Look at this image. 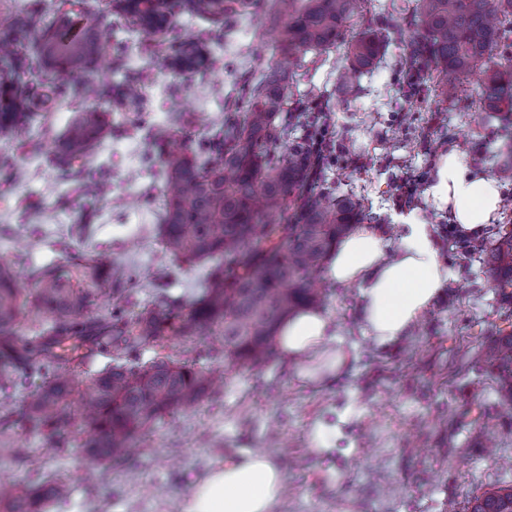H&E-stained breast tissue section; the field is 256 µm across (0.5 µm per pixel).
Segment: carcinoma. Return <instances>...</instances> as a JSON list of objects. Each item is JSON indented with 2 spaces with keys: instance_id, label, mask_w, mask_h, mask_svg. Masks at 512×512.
Segmentation results:
<instances>
[{
  "instance_id": "carcinoma-1",
  "label": "carcinoma",
  "mask_w": 512,
  "mask_h": 512,
  "mask_svg": "<svg viewBox=\"0 0 512 512\" xmlns=\"http://www.w3.org/2000/svg\"><path fill=\"white\" fill-rule=\"evenodd\" d=\"M146 9L117 0L151 34L170 22L174 8L203 18L230 14L224 0H148ZM255 13L266 8L282 18L272 56H301L345 44L349 67L336 87L342 96L357 88L352 76L370 68L389 42L403 38L404 76L415 85L421 75L439 85L436 111L457 95L448 81L475 74L477 95L486 112H512V59L488 65L492 52L512 32V0H414L408 35L394 29L382 34L364 28L346 38L345 22L360 0H240ZM53 24L36 30L21 17L11 37L0 40V58L17 69L52 73L60 95L65 76L91 68L100 56L96 37H66ZM171 63L206 69L209 58L197 42L170 48ZM296 72L269 62L247 83V105L227 111L211 125L206 146L194 150L172 142L171 128L152 131L164 171V211L160 241L181 264L207 263L198 296L186 306L155 304L133 315L117 307L92 312L102 291L120 298L131 273L112 259L109 249L94 248L80 264L70 259L32 273L34 287L22 288L17 273L0 260V392L21 384L20 374L40 373L42 383L26 393L21 416L29 432L59 442L74 415L83 418L73 441L92 461H110L133 447L166 415L189 407L210 388L215 371L192 363L158 358L130 362L132 355L174 340L188 341L207 329L224 339V353L249 369H261L274 355L275 337L290 315L321 302L325 290L316 274L363 210L350 197L334 195L322 180L331 134L320 116L294 98ZM33 113L0 111V137L25 139ZM105 134L95 110L78 113L54 150L61 175L73 181L75 165ZM289 144L284 153L282 145ZM462 255L483 258L494 287L512 299V230L502 225L493 240L462 247ZM92 343L117 361L105 368L73 373L79 351ZM497 383L512 405V333L497 330L491 347ZM13 421L0 416V454H16ZM70 492L56 479L39 487L0 494V512H52ZM469 512H512V486L474 499Z\"/></svg>"
}]
</instances>
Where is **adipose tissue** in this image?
Here are the masks:
<instances>
[{
    "mask_svg": "<svg viewBox=\"0 0 512 512\" xmlns=\"http://www.w3.org/2000/svg\"><path fill=\"white\" fill-rule=\"evenodd\" d=\"M428 198L473 235L497 223L502 204L498 181L455 148L432 171ZM450 277L430 225L415 218L395 244L379 227L358 225L337 244L326 266L328 281L358 288L363 333L379 348L411 335ZM277 349L303 381L315 384L336 378L353 356L331 314L320 309L285 319ZM285 486L284 471L267 454L245 450L197 477L178 512H275Z\"/></svg>",
    "mask_w": 512,
    "mask_h": 512,
    "instance_id": "1",
    "label": "adipose tissue"
}]
</instances>
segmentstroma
<instances>
[{"mask_svg": "<svg viewBox=\"0 0 512 512\" xmlns=\"http://www.w3.org/2000/svg\"><path fill=\"white\" fill-rule=\"evenodd\" d=\"M406 2L364 0L362 14L346 28L407 27ZM68 11L79 30L97 33L106 58L73 81L96 84L104 96L57 97L21 71L13 82L40 102L39 140L46 151L76 112H102L106 134L84 169L99 175L103 190L98 201L87 200L76 183L60 179L47 155L33 158L22 143L0 138V260L28 288L34 268L107 246L136 271L137 281L125 298L104 295L99 306L137 311L162 298L189 304L205 269L178 264L161 248L156 226L164 209L163 167L149 134L176 115L178 135L189 145L204 144L210 120L226 112L239 79L269 62L265 45L278 22L237 14L232 50L220 41L210 44L214 61L200 72L170 66L166 47L217 35L220 22L179 10L167 31L141 35L125 48L118 39L128 24L112 0H77ZM402 53L401 44H391L360 77L357 96L345 102L336 95L338 75L349 65L344 51L308 53L297 68V92L305 106L319 101L329 108L336 158L325 172L326 186L361 201L369 223L391 240L403 233L404 213L423 219L453 273L411 336L387 348L372 346L359 323L357 288L331 287L323 307L354 357L332 383L313 386L277 358L261 370L233 365L222 337L201 333L167 352L223 371V383L138 436L134 454L93 465L71 439L54 449L21 430L17 443L25 452L0 456V483L34 487L68 479L70 496L56 512H175L199 474L249 448L269 455L286 475L288 491L276 512H469L476 497L512 486V415L483 359L496 328L512 321V302L497 294L479 260L460 258L462 231L426 192H417L405 211L396 201L405 171L430 179L438 156L451 148L481 156L484 169L498 175L512 123L484 120L472 77L461 80L459 98L447 111H437L431 82L407 90ZM132 80L141 88L133 106L124 99ZM17 169L23 179H14Z\"/></svg>", "mask_w": 512, "mask_h": 512, "instance_id": "35a3bbf8", "label": "stroma"}]
</instances>
